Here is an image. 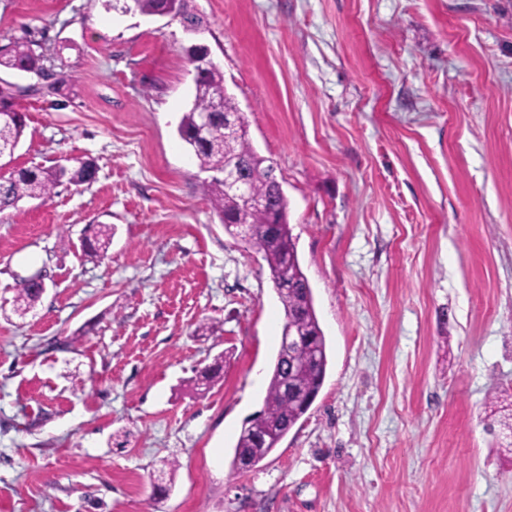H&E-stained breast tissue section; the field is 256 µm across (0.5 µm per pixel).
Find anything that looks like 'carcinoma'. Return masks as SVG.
<instances>
[{
  "label": "carcinoma",
  "mask_w": 512,
  "mask_h": 512,
  "mask_svg": "<svg viewBox=\"0 0 512 512\" xmlns=\"http://www.w3.org/2000/svg\"><path fill=\"white\" fill-rule=\"evenodd\" d=\"M130 9L143 15L165 10L173 13L186 27L200 28L203 18L190 13L183 0H132ZM46 55L29 42L15 43L0 54V67L19 72H39ZM193 98L177 127L179 138L194 155L200 171L208 174L205 195L226 228L241 226L247 230L246 243L266 262L273 284L288 282L294 287L278 292L286 322L308 344L292 360L277 353L264 407L241 430L237 439L232 467L256 468L308 412L306 398L320 391L328 364L326 337L316 315L312 290L301 267L296 243L288 224V199L281 186L271 177L274 166L266 163L252 146L248 134L229 142L224 141V116L212 112V125L200 126L203 113L210 111L218 100L227 112L237 110L234 98L224 86V72L211 61L195 72ZM25 130L24 118L16 115L0 123V140L13 146L20 143ZM237 160L244 164L245 177L251 193L261 204L246 206L239 197L224 189V163ZM95 166L79 161L67 167L14 168L0 175V212L15 207L25 199H40L52 194L62 179L76 185L92 179ZM109 230L99 231L94 240L83 243L88 256H97L110 244ZM41 298L39 287L23 279L16 289L15 305L19 310L32 308Z\"/></svg>",
  "instance_id": "cac0c4a2"
}]
</instances>
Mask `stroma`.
I'll use <instances>...</instances> for the list:
<instances>
[{
	"mask_svg": "<svg viewBox=\"0 0 512 512\" xmlns=\"http://www.w3.org/2000/svg\"><path fill=\"white\" fill-rule=\"evenodd\" d=\"M185 4L198 31L0 0V53L45 43L51 73L0 68L14 166L96 167L0 213V512H512L491 432L512 409V0ZM197 43L276 167L327 341L314 403L251 472L234 447L285 316L177 134ZM25 126L24 117L18 116L15 112L14 117L5 119L0 125V140L9 142L15 150L24 135ZM42 294L39 287L28 279H23L16 289L15 305L19 310H28L32 308L41 298Z\"/></svg>",
	"mask_w": 512,
	"mask_h": 512,
	"instance_id": "stroma-1",
	"label": "stroma"
}]
</instances>
